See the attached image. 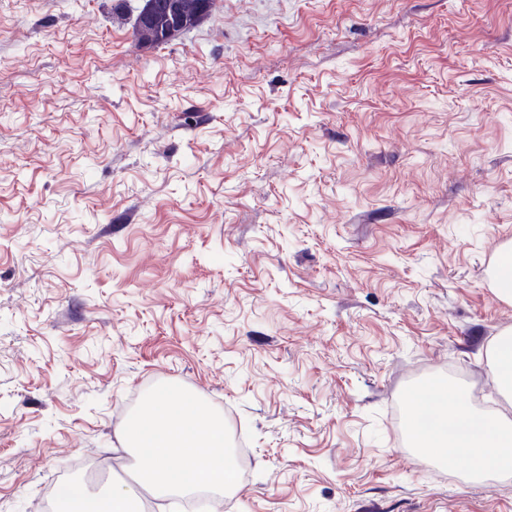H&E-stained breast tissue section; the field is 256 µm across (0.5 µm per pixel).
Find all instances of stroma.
Instances as JSON below:
<instances>
[{"mask_svg": "<svg viewBox=\"0 0 512 512\" xmlns=\"http://www.w3.org/2000/svg\"><path fill=\"white\" fill-rule=\"evenodd\" d=\"M0 0V512L179 384L242 429L212 512H512L409 449L512 327V0ZM159 1V2H158ZM141 7L138 11L137 17V26H148L139 33V37H136V30L133 31L134 37L137 42L146 47V48H154L160 45L167 43L174 35L177 34V30L172 27L166 28L162 31H159V26L165 28L168 24L165 23V20H161L160 23L154 27L153 25L156 23L157 19L165 16L166 18H170L171 16H178L176 4L172 2H163L162 0H142ZM165 41L160 43V39ZM182 4L183 26L181 31L194 28L201 19L208 15L214 5V0H178ZM202 1H207L204 5ZM180 31V32H181ZM490 288L503 302L512 303V245H502L489 273Z\"/></svg>", "mask_w": 512, "mask_h": 512, "instance_id": "obj_1", "label": "stroma"}]
</instances>
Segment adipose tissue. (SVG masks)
I'll use <instances>...</instances> for the list:
<instances>
[{"mask_svg": "<svg viewBox=\"0 0 512 512\" xmlns=\"http://www.w3.org/2000/svg\"><path fill=\"white\" fill-rule=\"evenodd\" d=\"M487 362L498 393L512 405V327L494 337L487 350ZM437 408L442 411L440 427L414 431L415 444L448 469L464 465L473 481L512 476V419L489 414L482 418L479 429H470V422L477 416L469 396L445 381L437 382L424 396L412 400L417 415Z\"/></svg>", "mask_w": 512, "mask_h": 512, "instance_id": "adipose-tissue-1", "label": "adipose tissue"}]
</instances>
